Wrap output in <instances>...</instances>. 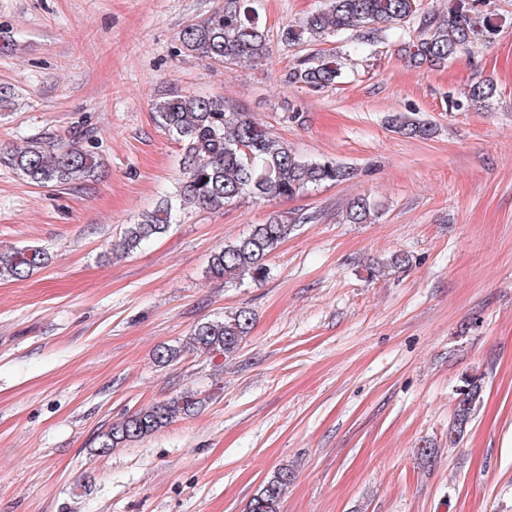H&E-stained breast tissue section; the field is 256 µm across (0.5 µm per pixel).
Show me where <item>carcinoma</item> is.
I'll use <instances>...</instances> for the list:
<instances>
[{"instance_id":"1","label":"carcinoma","mask_w":512,"mask_h":512,"mask_svg":"<svg viewBox=\"0 0 512 512\" xmlns=\"http://www.w3.org/2000/svg\"><path fill=\"white\" fill-rule=\"evenodd\" d=\"M261 0H224V8L187 25L180 33L179 52L226 64L258 65L269 56L267 31L261 17ZM476 0H455L441 16L422 11L418 0H326L320 9L302 21L279 29L286 45H310L348 32L358 34L367 44L378 40L380 26H412L408 57L415 65L441 66L472 53L475 44L488 40L496 27L477 13ZM348 44L334 53H307L283 74L288 85L321 90L336 84L350 56ZM496 89L490 79L478 81L452 102L458 110L487 107ZM160 127L181 152L183 182L180 191L162 199L152 210L125 225L116 250L126 258L148 240L166 233L175 214L187 207L220 209L245 198L266 202L292 199L311 188L346 180L350 172L333 162L305 160L288 143L270 135L246 112L226 104L224 99L193 94L165 95L152 104ZM394 128L408 137L425 139L433 135L431 126L406 116L392 119ZM0 162L30 184L59 187L90 181L99 176L101 162L96 140L78 146L35 142L0 156ZM372 220L370 202L353 201L346 211L350 224ZM305 217L289 219L272 213L249 234L216 249L209 259L206 277L224 286L255 283L269 278V256ZM49 253L40 246L0 250V279L22 280L47 265ZM412 257L396 252L387 262L370 272L374 276L388 268H405ZM254 323L246 308L231 311L217 320L195 326L181 346H162L155 360L162 366L178 361L186 352L229 357L250 334ZM482 378L464 376L458 392L454 419L448 427V442H460L482 399ZM206 403L195 392H184L168 400L139 409L113 424L99 437L98 450L114 448L147 438L160 429L192 415ZM292 472L282 467L259 487L246 512H280V504Z\"/></svg>"}]
</instances>
